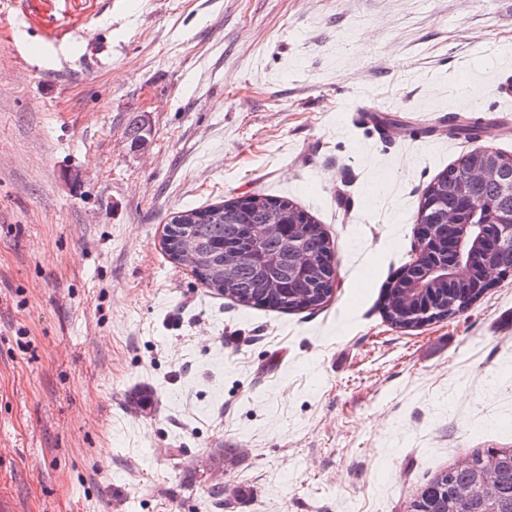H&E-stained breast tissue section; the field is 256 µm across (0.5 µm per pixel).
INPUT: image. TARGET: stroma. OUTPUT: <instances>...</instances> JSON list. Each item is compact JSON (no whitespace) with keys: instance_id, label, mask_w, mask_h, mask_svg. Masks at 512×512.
Segmentation results:
<instances>
[{"instance_id":"obj_1","label":"stroma","mask_w":512,"mask_h":512,"mask_svg":"<svg viewBox=\"0 0 512 512\" xmlns=\"http://www.w3.org/2000/svg\"><path fill=\"white\" fill-rule=\"evenodd\" d=\"M508 78L512 0H0V504L407 512L512 448V274L450 319L382 314L425 187L512 155ZM247 194L323 226L324 306L237 305L169 260L173 213Z\"/></svg>"}]
</instances>
